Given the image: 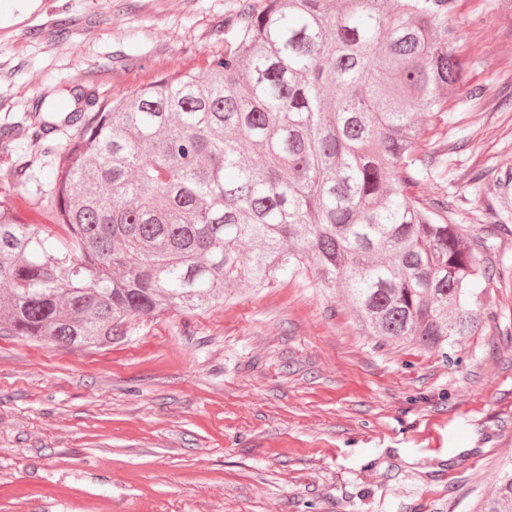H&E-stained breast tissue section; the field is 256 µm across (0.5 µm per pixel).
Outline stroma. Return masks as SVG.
I'll return each mask as SVG.
<instances>
[{
    "mask_svg": "<svg viewBox=\"0 0 512 512\" xmlns=\"http://www.w3.org/2000/svg\"><path fill=\"white\" fill-rule=\"evenodd\" d=\"M457 0L463 91L419 189L488 236L483 328L435 351L364 334L309 275L133 321L99 350L0 335V512H478L512 467V14ZM0 0V202L49 205L69 101L91 113L224 53L241 0ZM67 28L58 36V28ZM480 87L473 97L469 88Z\"/></svg>",
    "mask_w": 512,
    "mask_h": 512,
    "instance_id": "1",
    "label": "stroma"
}]
</instances>
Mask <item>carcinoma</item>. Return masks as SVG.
<instances>
[{
  "mask_svg": "<svg viewBox=\"0 0 512 512\" xmlns=\"http://www.w3.org/2000/svg\"><path fill=\"white\" fill-rule=\"evenodd\" d=\"M454 0H242L224 56L165 74L77 126L49 225L0 207V332L112 346L165 310L221 306L310 269L361 329L441 349L484 320L482 236L410 193L438 160L421 113L462 81ZM479 512H512V472Z\"/></svg>",
  "mask_w": 512,
  "mask_h": 512,
  "instance_id": "1",
  "label": "carcinoma"
}]
</instances>
